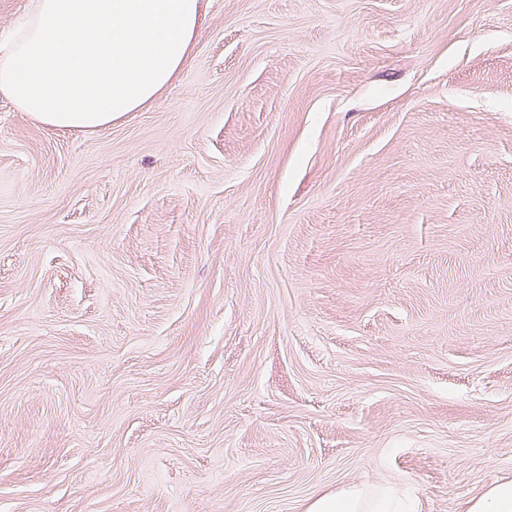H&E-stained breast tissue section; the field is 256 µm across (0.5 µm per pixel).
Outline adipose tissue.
Segmentation results:
<instances>
[{
	"mask_svg": "<svg viewBox=\"0 0 512 512\" xmlns=\"http://www.w3.org/2000/svg\"><path fill=\"white\" fill-rule=\"evenodd\" d=\"M202 0H29L0 55V94L50 129L97 131L156 99L187 63ZM306 512H416L366 485L315 496Z\"/></svg>",
	"mask_w": 512,
	"mask_h": 512,
	"instance_id": "adipose-tissue-1",
	"label": "adipose tissue"
}]
</instances>
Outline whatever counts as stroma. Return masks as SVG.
<instances>
[{
	"mask_svg": "<svg viewBox=\"0 0 512 512\" xmlns=\"http://www.w3.org/2000/svg\"><path fill=\"white\" fill-rule=\"evenodd\" d=\"M88 133L0 95V512H466L512 480V0H204ZM412 499H400L389 488L366 485L341 488L315 496L306 512H417Z\"/></svg>",
	"mask_w": 512,
	"mask_h": 512,
	"instance_id": "obj_1",
	"label": "stroma"
}]
</instances>
